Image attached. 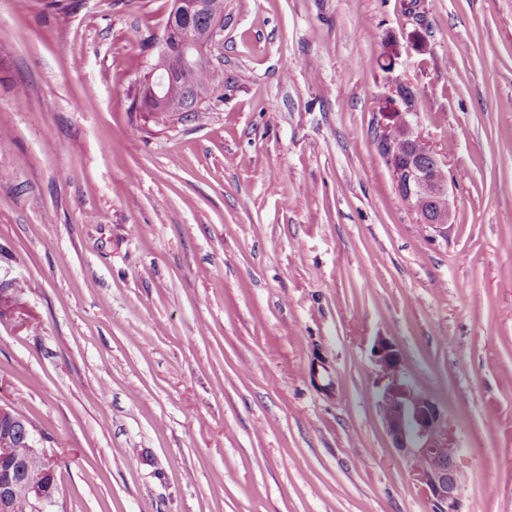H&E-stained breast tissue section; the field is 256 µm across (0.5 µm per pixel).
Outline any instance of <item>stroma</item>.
Listing matches in <instances>:
<instances>
[{
  "mask_svg": "<svg viewBox=\"0 0 512 512\" xmlns=\"http://www.w3.org/2000/svg\"><path fill=\"white\" fill-rule=\"evenodd\" d=\"M170 0H0V404L61 457L46 512H432L374 395L448 411L463 512H512V0H224V87L148 126ZM425 102L430 238L374 136ZM16 279H9L0 274V317L21 314L23 307L19 291L16 286Z\"/></svg>",
  "mask_w": 512,
  "mask_h": 512,
  "instance_id": "1",
  "label": "stroma"
}]
</instances>
